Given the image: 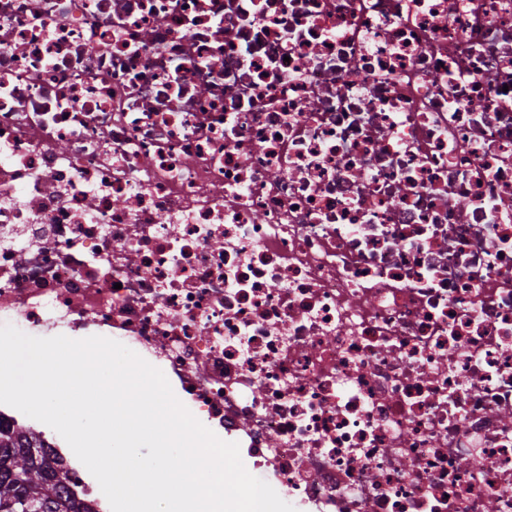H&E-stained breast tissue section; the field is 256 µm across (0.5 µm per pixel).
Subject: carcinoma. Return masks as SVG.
<instances>
[{"label":"carcinoma","mask_w":512,"mask_h":512,"mask_svg":"<svg viewBox=\"0 0 512 512\" xmlns=\"http://www.w3.org/2000/svg\"><path fill=\"white\" fill-rule=\"evenodd\" d=\"M91 492L68 485L64 458L41 434L0 423V512H99Z\"/></svg>","instance_id":"cac0c4a2"}]
</instances>
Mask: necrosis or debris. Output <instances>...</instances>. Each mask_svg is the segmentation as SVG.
<instances>
[{
    "label": "necrosis or debris",
    "mask_w": 512,
    "mask_h": 512,
    "mask_svg": "<svg viewBox=\"0 0 512 512\" xmlns=\"http://www.w3.org/2000/svg\"><path fill=\"white\" fill-rule=\"evenodd\" d=\"M0 324L296 512H512V0H0Z\"/></svg>",
    "instance_id": "obj_1"
}]
</instances>
